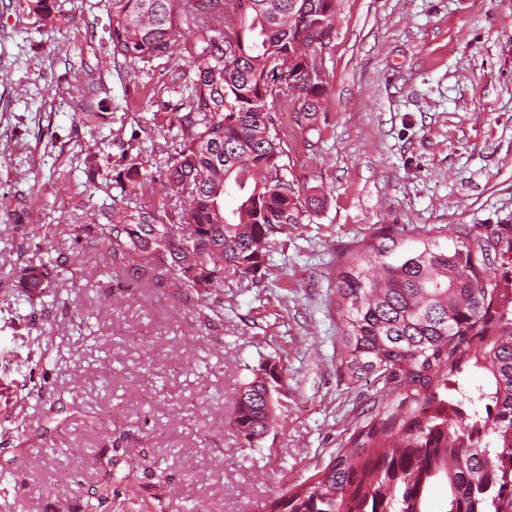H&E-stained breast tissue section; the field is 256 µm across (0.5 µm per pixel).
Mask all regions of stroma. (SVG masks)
Instances as JSON below:
<instances>
[{
	"label": "stroma",
	"instance_id": "stroma-1",
	"mask_svg": "<svg viewBox=\"0 0 512 512\" xmlns=\"http://www.w3.org/2000/svg\"><path fill=\"white\" fill-rule=\"evenodd\" d=\"M50 3L42 27L28 0H0V512H256L323 469L381 388L338 372L337 266L512 224V0H337L316 121L277 103L323 206L205 297L69 232L105 223L126 157L163 167L204 32L174 15L171 53L130 64L108 44L109 0ZM36 225L70 270L31 298ZM205 304L223 320L197 319ZM269 363L276 422L252 447L227 419Z\"/></svg>",
	"mask_w": 512,
	"mask_h": 512
}]
</instances>
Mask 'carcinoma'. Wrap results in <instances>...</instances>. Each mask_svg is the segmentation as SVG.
I'll return each mask as SVG.
<instances>
[{
	"label": "carcinoma",
	"instance_id": "obj_1",
	"mask_svg": "<svg viewBox=\"0 0 512 512\" xmlns=\"http://www.w3.org/2000/svg\"><path fill=\"white\" fill-rule=\"evenodd\" d=\"M336 0H111L112 54L129 63L169 53L183 13L212 32L191 62L187 112L174 113L173 151L160 170L169 194L187 204L162 221L131 195L155 181L127 160L120 192L103 204L108 223L71 229L76 242L168 274L175 288L210 295L229 271L264 267L270 236L303 224L322 206L291 176L275 103L296 123L316 120L324 82L295 73L332 40ZM336 269L340 371L370 375L381 394L361 410L329 464L288 487V512H428L431 490L447 485L443 512H512L502 458L512 454V225L460 224L451 246L434 241L394 258L373 248ZM196 268V282L176 270ZM501 271L493 277L490 271ZM44 269L22 271L30 295ZM470 364L489 390L460 383ZM278 392L274 374L237 391L232 422L249 445L267 432Z\"/></svg>",
	"mask_w": 512,
	"mask_h": 512
}]
</instances>
